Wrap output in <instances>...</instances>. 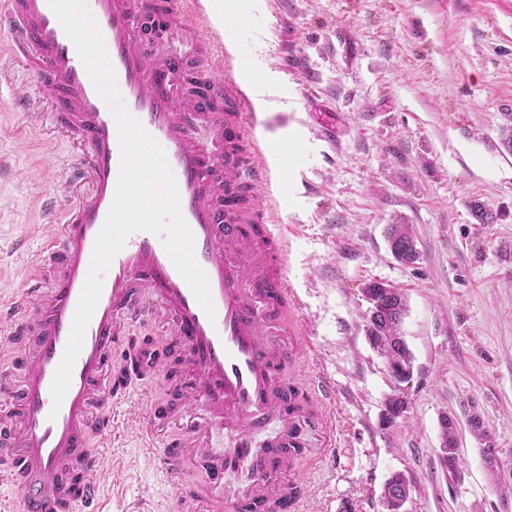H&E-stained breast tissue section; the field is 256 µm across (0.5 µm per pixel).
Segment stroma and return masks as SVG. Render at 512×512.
Wrapping results in <instances>:
<instances>
[{"mask_svg":"<svg viewBox=\"0 0 512 512\" xmlns=\"http://www.w3.org/2000/svg\"><path fill=\"white\" fill-rule=\"evenodd\" d=\"M259 5L235 46L205 63L238 78L258 56L279 75L243 132L266 158L288 159L266 188L288 228L287 319L305 336L295 376L329 422L323 446L288 477L305 489L299 512H383L395 472L411 481L406 512H512V154L499 135L512 112V0ZM16 94L29 96L27 111L12 110ZM51 106L18 60L0 58V292L23 288L16 256L42 247L41 199L68 200L55 163L77 146L45 122ZM474 198L497 223L475 222ZM393 223L411 225L416 264L393 258ZM372 279L407 298L409 408L388 428L394 383L364 333L361 288ZM174 386L163 370L113 404L123 436L106 512L197 508L206 481L194 459L166 482L139 436L146 405ZM446 413L460 425L452 472L439 459ZM473 413L497 448L495 470L467 426Z\"/></svg>","mask_w":512,"mask_h":512,"instance_id":"obj_1","label":"stroma"}]
</instances>
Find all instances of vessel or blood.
Segmentation results:
<instances>
[{"label":"vessel or blood","mask_w":512,"mask_h":512,"mask_svg":"<svg viewBox=\"0 0 512 512\" xmlns=\"http://www.w3.org/2000/svg\"><path fill=\"white\" fill-rule=\"evenodd\" d=\"M104 38L116 84L129 113L163 148L177 183L182 216L194 236V255L205 272L215 307L207 317L164 248V235L131 233L102 276V291L87 325L71 383L61 406L51 385L63 357L84 287L96 237L114 200L120 162L117 123L96 91L77 51L48 0H0V52L23 60L41 91L52 98V121L79 150L63 165L70 184L90 180L89 200L59 208L46 204L55 224L42 261L26 273L22 292L0 298V322L21 344L20 355L0 362V392L12 403L0 420V479L14 489L19 512H78L99 501L108 461L90 446L92 433L112 431V405L125 399L132 381L157 374L133 367L129 379L106 385L118 341L133 324L169 312V332L182 347L175 399L149 404L142 437L159 446L161 473L173 481L185 456L201 461L208 485L220 487L231 466L255 473L243 489L205 502V512H290V488L272 494L293 470L283 459L272 471L258 446L300 443L297 427L272 430L274 419L301 417L288 405L280 377L295 360L294 346L272 331L278 302L292 292L286 272L287 235L267 223L262 207L251 221L234 208L244 184L264 187L260 150L239 151L247 96L233 78L199 66L206 99L180 98L174 79L186 68L184 54L162 46L144 0H86ZM179 12L216 25L217 4L166 0ZM212 134H197L199 121ZM200 413L189 416L192 406ZM185 417L182 435L161 440L162 427ZM233 426L230 445L213 450L209 433Z\"/></svg>","instance_id":"b4317fda"}]
</instances>
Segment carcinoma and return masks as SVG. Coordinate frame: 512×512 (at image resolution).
<instances>
[{
	"instance_id": "obj_1",
	"label": "carcinoma",
	"mask_w": 512,
	"mask_h": 512,
	"mask_svg": "<svg viewBox=\"0 0 512 512\" xmlns=\"http://www.w3.org/2000/svg\"><path fill=\"white\" fill-rule=\"evenodd\" d=\"M469 212L479 224H494L498 220L486 203L473 199ZM387 238L391 253L402 265L411 266L420 260V251L415 236L408 224H391L387 229ZM363 295L374 301V309L365 319V333L373 347L388 364V371L398 386L411 380L413 374L412 358L401 334L402 319L406 312L403 293L397 288H386L384 282L372 280L364 284ZM408 409V400L399 389H394L385 401L381 414V424L389 426L403 416ZM470 426L478 437L484 439V456L489 467L498 463L496 448L484 430L480 416L470 415ZM441 463L450 467L458 458V427L453 416L444 415L440 420ZM410 495V482L402 473H394L386 481L381 492L384 512H401Z\"/></svg>"
}]
</instances>
